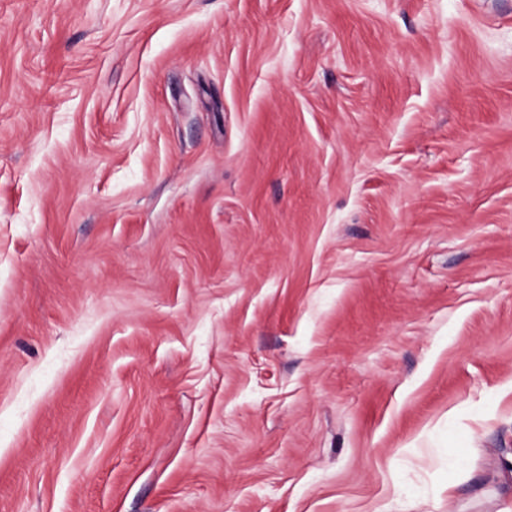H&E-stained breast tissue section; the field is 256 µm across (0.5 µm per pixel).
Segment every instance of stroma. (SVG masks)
<instances>
[{"label": "stroma", "instance_id": "1", "mask_svg": "<svg viewBox=\"0 0 512 512\" xmlns=\"http://www.w3.org/2000/svg\"><path fill=\"white\" fill-rule=\"evenodd\" d=\"M512 0H0V512H512Z\"/></svg>", "mask_w": 512, "mask_h": 512}]
</instances>
